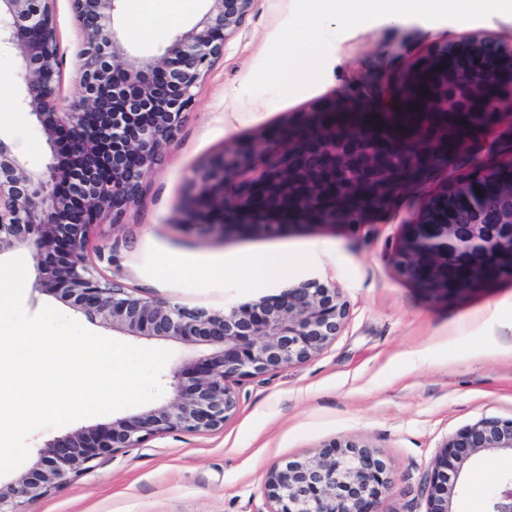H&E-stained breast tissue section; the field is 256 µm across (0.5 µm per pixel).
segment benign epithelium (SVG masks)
<instances>
[{
  "label": "benign epithelium",
  "instance_id": "obj_1",
  "mask_svg": "<svg viewBox=\"0 0 512 512\" xmlns=\"http://www.w3.org/2000/svg\"><path fill=\"white\" fill-rule=\"evenodd\" d=\"M56 0H0V49L21 50L17 106L35 117L49 151L41 168L25 167L8 138L0 135V257L32 249L41 256L33 289L59 294L90 318L112 322L132 336H155L184 342L202 341L214 352L171 370L172 402L117 419L99 430L81 428L45 444L25 472L0 485V512L18 499H32L79 476L91 463L118 448H134L147 436L171 430L205 431L224 424L237 408L229 381L234 377L287 368L321 351L342 331L346 304L336 285L307 279L272 297H261L224 310L189 308L126 291L117 282L101 281L89 260L99 249L102 217L120 223L142 193L145 174L163 160V149L177 137L194 89L228 40L241 30L253 0H208L203 18L173 35L163 53L132 58L126 33L118 22L121 0H69L80 31L76 53L80 94L60 102L63 53L57 37ZM489 56L508 66L512 46L488 43ZM437 64L435 76L448 87V44L439 45L408 64L400 76ZM123 74L117 85L112 77ZM380 84L384 99H394V79L361 75L356 90ZM466 98L498 99L488 83L471 81ZM363 99L349 96L323 106L296 125L269 132L250 144L256 163H245L240 147L212 157L192 179L194 193L184 224L231 236L257 230L277 236L290 224H358L373 200L344 212L319 208V191L341 183L351 200L383 176L390 197L402 190V174L438 163L440 154L422 149L404 152L399 169L385 150V135L369 130L340 137L325 128L327 119ZM315 126L321 135L302 140L296 131ZM66 137L76 167L59 160V138ZM72 181L84 198L81 211L69 213L59 191ZM462 190L464 183L428 192L420 212L407 220V233L393 253L400 271L421 288L448 292V284L471 286L473 271L483 280L512 273V181L499 182L489 207L497 221L481 222L474 209L461 224H445L432 215V200ZM487 452L512 453V420L485 418L459 431L441 449L426 481L427 512H454L458 482L465 464ZM392 486L386 464L353 442L334 444L319 459L272 467L267 496L271 512H379L380 498ZM487 512H512V475L502 476L488 499Z\"/></svg>",
  "mask_w": 512,
  "mask_h": 512
}]
</instances>
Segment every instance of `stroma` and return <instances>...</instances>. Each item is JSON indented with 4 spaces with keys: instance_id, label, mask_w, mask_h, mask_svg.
<instances>
[{
    "instance_id": "35a3bbf8",
    "label": "stroma",
    "mask_w": 512,
    "mask_h": 512,
    "mask_svg": "<svg viewBox=\"0 0 512 512\" xmlns=\"http://www.w3.org/2000/svg\"><path fill=\"white\" fill-rule=\"evenodd\" d=\"M328 0H254L239 34L200 81L195 103L162 165L148 171L137 203L122 224H103L104 251L90 259L105 280L136 294L213 310L274 295L309 278L333 283L348 309L342 333L305 362L232 383L238 405L219 429L174 430L93 461L44 496L23 500L21 512H271L269 468L318 458L333 443L353 441L383 459L393 479L379 512H426L420 487L444 442L483 418L512 419V276L483 288L435 296L397 269L392 253L403 221L424 196L414 189L361 224L299 225L276 238L221 240L180 226L188 181L222 149L299 119L329 100L345 98L357 75L399 74L436 45L464 35L512 43V14L474 12L459 0L452 11L392 23L373 4L341 24L336 42L309 77L277 79L287 44L314 33L310 13ZM208 8L192 0L173 21L159 19L157 0H142L120 18L139 55L162 53L170 36L192 28ZM64 55L60 98L79 92L75 54L80 37L68 0H57ZM17 88L0 89V134L28 167L47 161L45 138L16 106ZM276 251L296 266L277 279L252 270ZM22 306H51L86 329L130 344L171 350V365L210 353L208 345L130 337L83 316L59 295L25 287ZM512 473V456L485 453L468 462L456 512H486L489 491Z\"/></svg>"
}]
</instances>
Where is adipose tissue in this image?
Returning <instances> with one entry per match:
<instances>
[{
  "label": "adipose tissue",
  "instance_id": "obj_1",
  "mask_svg": "<svg viewBox=\"0 0 512 512\" xmlns=\"http://www.w3.org/2000/svg\"><path fill=\"white\" fill-rule=\"evenodd\" d=\"M362 7L361 0H336L335 13L320 19L316 34L308 44L300 49H286L284 63L279 72L280 78L314 74L319 69L324 51L336 32L340 13L357 11Z\"/></svg>",
  "mask_w": 512,
  "mask_h": 512
}]
</instances>
